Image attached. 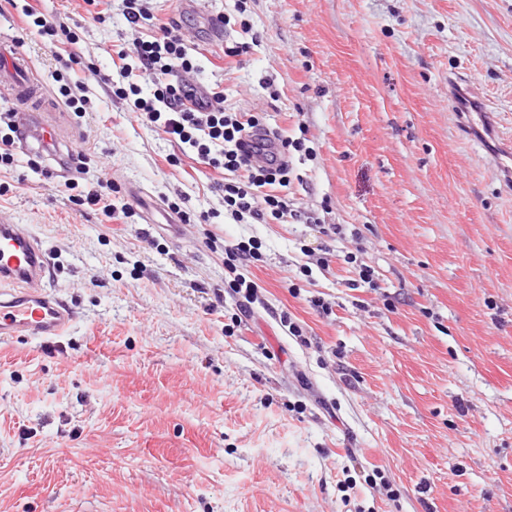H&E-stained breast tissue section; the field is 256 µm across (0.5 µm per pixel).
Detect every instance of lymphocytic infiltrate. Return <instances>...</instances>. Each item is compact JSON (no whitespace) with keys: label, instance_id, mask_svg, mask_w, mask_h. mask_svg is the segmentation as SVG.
<instances>
[{"label":"lymphocytic infiltrate","instance_id":"f902f5d3","mask_svg":"<svg viewBox=\"0 0 512 512\" xmlns=\"http://www.w3.org/2000/svg\"><path fill=\"white\" fill-rule=\"evenodd\" d=\"M116 55L119 80L113 94L131 99L130 110L139 121L157 126L170 142L221 174L224 208L231 216L262 223L294 212L288 195L290 160L306 152L304 138L268 134L261 113L226 111L223 92L195 84L190 75L196 66L179 20L170 19L155 35L119 45ZM146 84L153 89L147 98L142 95ZM260 248L253 239L224 247L234 274L228 286L247 300L258 284L243 270L258 259Z\"/></svg>","mask_w":512,"mask_h":512}]
</instances>
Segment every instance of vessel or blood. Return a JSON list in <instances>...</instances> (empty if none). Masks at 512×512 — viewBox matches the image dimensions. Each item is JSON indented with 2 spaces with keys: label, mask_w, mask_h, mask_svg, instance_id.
<instances>
[{
  "label": "vessel or blood",
  "mask_w": 512,
  "mask_h": 512,
  "mask_svg": "<svg viewBox=\"0 0 512 512\" xmlns=\"http://www.w3.org/2000/svg\"><path fill=\"white\" fill-rule=\"evenodd\" d=\"M27 63L0 46V89L21 103H28L32 88L23 77ZM26 135L39 146L58 142L52 126L37 121L33 113L21 115ZM50 266L40 239L29 225L0 217V339L29 336L48 340L71 325V308L46 287Z\"/></svg>",
  "instance_id": "b4317fda"
}]
</instances>
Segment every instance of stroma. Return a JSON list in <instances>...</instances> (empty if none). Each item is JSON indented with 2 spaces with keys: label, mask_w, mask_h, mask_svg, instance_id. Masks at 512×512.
<instances>
[{
  "label": "stroma",
  "mask_w": 512,
  "mask_h": 512,
  "mask_svg": "<svg viewBox=\"0 0 512 512\" xmlns=\"http://www.w3.org/2000/svg\"><path fill=\"white\" fill-rule=\"evenodd\" d=\"M200 2L227 17L223 40L178 0L146 5L181 19L193 80L307 137L290 193L312 223L233 220L213 172L112 96L122 0L101 22L40 0L78 36L55 52L0 0V42L38 86L0 112L42 113L85 156L36 172L20 145L0 171V215L31 225L75 313L57 338L0 340V512H512V190L496 171L512 167V0ZM452 76L488 120L463 124ZM63 78L87 83L84 116ZM99 181L126 223L76 204ZM168 200L216 217L160 232L142 212ZM251 237L260 290L241 305L224 245ZM349 253L375 287H353Z\"/></svg>",
  "instance_id": "1"
}]
</instances>
